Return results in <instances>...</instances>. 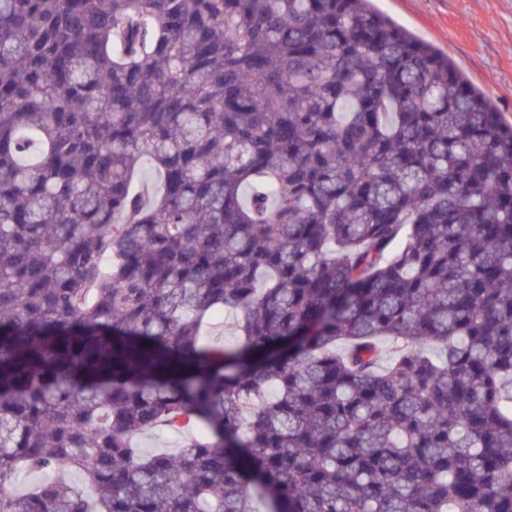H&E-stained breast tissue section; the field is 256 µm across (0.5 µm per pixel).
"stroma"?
I'll use <instances>...</instances> for the list:
<instances>
[{
    "instance_id": "obj_1",
    "label": "stroma",
    "mask_w": 512,
    "mask_h": 512,
    "mask_svg": "<svg viewBox=\"0 0 512 512\" xmlns=\"http://www.w3.org/2000/svg\"><path fill=\"white\" fill-rule=\"evenodd\" d=\"M374 5L448 53L512 124V0H374Z\"/></svg>"
}]
</instances>
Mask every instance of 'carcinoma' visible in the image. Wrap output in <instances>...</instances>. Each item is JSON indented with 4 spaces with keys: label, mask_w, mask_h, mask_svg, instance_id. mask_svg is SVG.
Listing matches in <instances>:
<instances>
[{
    "label": "carcinoma",
    "mask_w": 512,
    "mask_h": 512,
    "mask_svg": "<svg viewBox=\"0 0 512 512\" xmlns=\"http://www.w3.org/2000/svg\"><path fill=\"white\" fill-rule=\"evenodd\" d=\"M258 498L512 512V125L371 0H0V512ZM185 435H178L168 432L145 434L138 438L141 448L147 450H176L183 442Z\"/></svg>",
    "instance_id": "obj_1"
}]
</instances>
